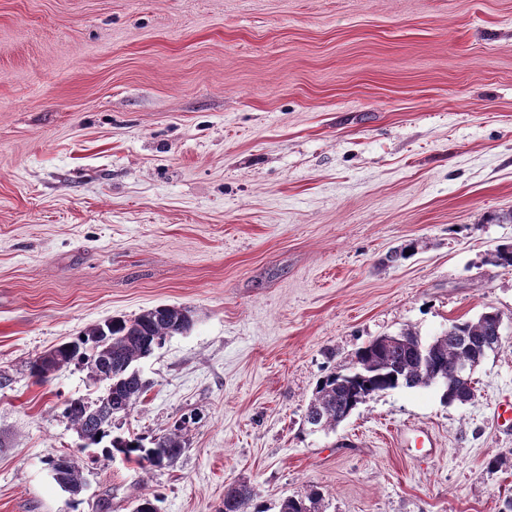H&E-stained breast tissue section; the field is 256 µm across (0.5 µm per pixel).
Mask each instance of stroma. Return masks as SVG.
<instances>
[{
    "label": "stroma",
    "mask_w": 512,
    "mask_h": 512,
    "mask_svg": "<svg viewBox=\"0 0 512 512\" xmlns=\"http://www.w3.org/2000/svg\"><path fill=\"white\" fill-rule=\"evenodd\" d=\"M511 212L512 0H0V512L144 493L218 512L238 481L263 512L315 486L322 512H500L512 267L485 257ZM162 304L193 324L138 362L148 390L112 423H185L183 455L148 470L64 417L104 383L28 363ZM489 309L503 342L469 403L398 388L305 425L363 344ZM62 454L80 495L52 477Z\"/></svg>",
    "instance_id": "obj_1"
}]
</instances>
